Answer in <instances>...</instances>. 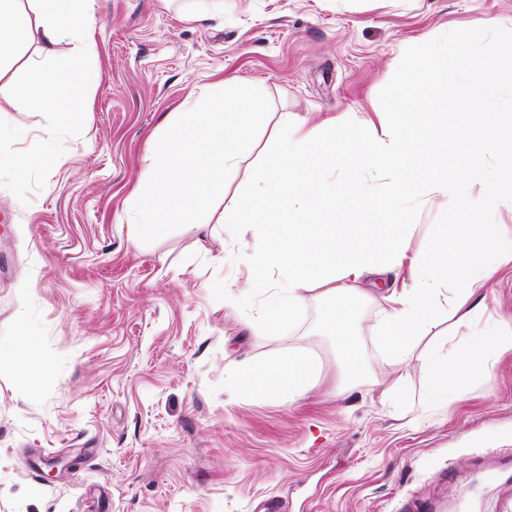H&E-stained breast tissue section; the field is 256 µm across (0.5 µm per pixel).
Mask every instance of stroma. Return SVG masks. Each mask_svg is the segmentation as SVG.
Wrapping results in <instances>:
<instances>
[{
    "mask_svg": "<svg viewBox=\"0 0 512 512\" xmlns=\"http://www.w3.org/2000/svg\"><path fill=\"white\" fill-rule=\"evenodd\" d=\"M100 0L92 35L97 84L80 89L69 125L31 105L22 75L0 84V116L25 141L0 153V512H512V353L448 404L423 412L418 358L378 360L377 306L360 303L365 369L343 398L306 305L279 335L254 339L250 304L229 310L223 285L243 286L253 241L221 223V196L192 226L141 245L125 200L149 142L172 113L236 77L279 113L346 116L360 127L390 111L403 61L430 41L463 40L444 66L493 79L450 103L414 92L428 123L458 129L427 158L461 165L473 139L512 144V0ZM495 46L487 54V46ZM480 99L497 123L471 109ZM52 140L67 162L41 159ZM370 201L342 184L321 221L351 233ZM320 362L291 403L240 393L226 373L288 349ZM402 379L395 404L383 391ZM63 459L45 482V460Z\"/></svg>",
    "mask_w": 512,
    "mask_h": 512,
    "instance_id": "obj_1",
    "label": "stroma"
}]
</instances>
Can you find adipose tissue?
Instances as JSON below:
<instances>
[{
    "label": "adipose tissue",
    "instance_id": "obj_1",
    "mask_svg": "<svg viewBox=\"0 0 512 512\" xmlns=\"http://www.w3.org/2000/svg\"><path fill=\"white\" fill-rule=\"evenodd\" d=\"M94 26L95 0H0V78L22 68L25 96L57 114L60 122H70L82 109L78 87L100 79L91 63ZM35 34L42 43L40 56L22 58V45ZM68 35L89 61L71 76L50 62L55 45ZM447 54V45L430 42L404 65L392 110L379 123L357 130L332 116L310 127L281 114L271 132L269 166L255 168L245 187L224 203L225 223L248 226L256 238L245 254L254 277L247 287H225V307L237 308L245 296L269 292L251 333L271 336L310 301L328 299L331 313L324 330L339 348V394L346 379L365 367L360 328L353 321L360 299L378 304L375 329L390 364L407 360L417 342L450 322L451 333L434 336L433 345L419 355L427 371L422 400L430 407L447 402L472 378L489 374L492 360L512 350L511 335L480 325L488 282L502 271L512 272V238L504 239L496 224H444L431 248H411L422 234L414 210L431 200H445L449 208L471 214L512 209V161L495 181L485 177L488 157L500 150L498 142H474L464 163L453 168L420 160L428 145L447 141L452 130L423 123L410 112L415 87L431 86L438 98L448 100L463 85L487 79L479 69L461 78L441 75L439 61ZM220 86L223 109H215L209 98L197 100L167 122L161 148L146 156L141 179L127 198L134 216L132 242L153 237L166 225L190 222L193 213L208 207L218 177L236 174L245 161L264 114L234 79ZM339 170L374 197L365 224L351 236L315 221L317 210L336 201ZM391 266L410 271L401 290L379 297L363 287L365 278ZM312 371L305 356L295 355L259 370L244 368L238 379L245 389L264 381L294 402L308 393Z\"/></svg>",
    "mask_w": 512,
    "mask_h": 512
}]
</instances>
